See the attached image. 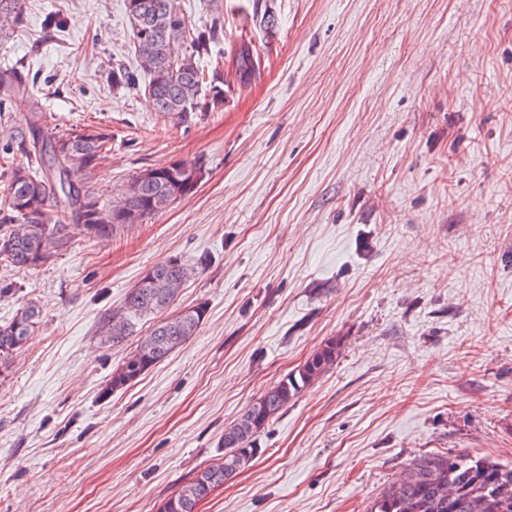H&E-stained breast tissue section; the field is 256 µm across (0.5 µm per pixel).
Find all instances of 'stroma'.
I'll return each mask as SVG.
<instances>
[{"instance_id":"35a3bbf8","label":"stroma","mask_w":512,"mask_h":512,"mask_svg":"<svg viewBox=\"0 0 512 512\" xmlns=\"http://www.w3.org/2000/svg\"><path fill=\"white\" fill-rule=\"evenodd\" d=\"M224 0V43L261 68L180 122L141 90L123 0H22L0 66V149L42 108L112 146L89 181L111 204L141 171L202 161L196 192L110 241L72 234L42 267L0 265V321L41 323L0 375V512H158L224 455L229 427L328 339L335 365L257 438L197 512H365L433 453L512 462V0ZM60 13L61 31L45 18ZM203 266L172 312L198 333L123 390L135 347L102 327L155 263ZM235 78L240 85H247L254 80L261 64V58L251 38L241 36L235 44L231 56ZM29 92V83L16 67H0V104L15 94Z\"/></svg>"}]
</instances>
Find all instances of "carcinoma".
Listing matches in <instances>:
<instances>
[{"instance_id":"cac0c4a2","label":"carcinoma","mask_w":512,"mask_h":512,"mask_svg":"<svg viewBox=\"0 0 512 512\" xmlns=\"http://www.w3.org/2000/svg\"><path fill=\"white\" fill-rule=\"evenodd\" d=\"M209 19L191 23L175 0H125L132 30V50L147 75L146 91L160 112L187 120L192 112L224 105L219 85L220 63L205 72L200 59L210 57L224 43V0H210ZM253 14L269 29L276 24L270 0H252ZM21 0H0V35L18 24ZM241 85L254 80L261 58L252 39L242 36L231 56ZM209 100L200 102L203 85ZM137 75L118 65L112 86L134 89ZM29 92V83L16 67H0V104ZM32 115L13 139L25 150L28 163L12 164L0 174V262L15 268L36 269L68 245L73 228L93 242H106L122 224H137L165 212L176 201L195 193L203 178L198 162L179 161L146 169L119 193L109 208L85 182L97 156L111 140L101 128L59 134L43 130ZM195 266L170 257L150 267L124 299L120 312L105 323L103 335L120 345L134 335V320L166 311ZM207 314L199 303L160 321L138 340L134 350L112 371L106 392L122 390L196 335ZM40 311L25 302L9 320L0 322V369L34 335ZM340 342L330 339L314 350L295 371L288 373L250 404L224 430V458L199 471L179 486L160 512H196L214 490L245 471L258 452L257 436L269 422L323 376L335 363ZM366 512H512V463L503 464L469 454L429 455L406 469L368 505Z\"/></svg>"}]
</instances>
